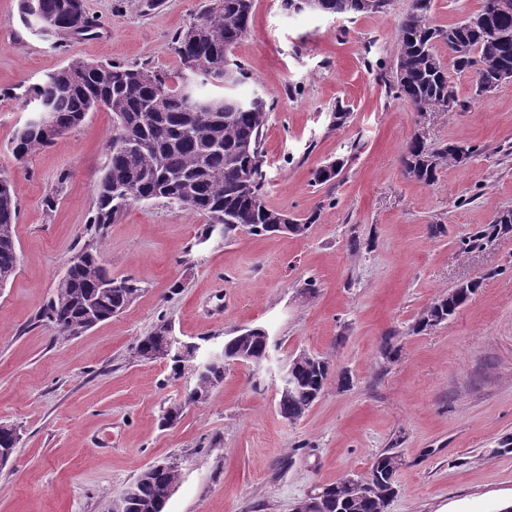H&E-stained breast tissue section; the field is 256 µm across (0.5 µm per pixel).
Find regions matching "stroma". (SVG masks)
Listing matches in <instances>:
<instances>
[{"instance_id":"stroma-1","label":"stroma","mask_w":512,"mask_h":512,"mask_svg":"<svg viewBox=\"0 0 512 512\" xmlns=\"http://www.w3.org/2000/svg\"><path fill=\"white\" fill-rule=\"evenodd\" d=\"M208 3L85 0L96 29L61 35L26 27L20 0H0V174L19 207L18 273L0 290V422L21 430L0 467V512H108L157 461L179 470L165 512H294L322 487L366 473L385 449L403 460L387 512H502L512 502V452L500 445L512 436V234L471 252L459 242L512 209V81L480 96L473 73L449 70L458 107L422 115L396 97L412 0L338 18L253 0L250 32L233 50L249 70L236 93L269 108L265 200L317 213L304 235L208 238L205 217L160 200L90 235L112 135L103 109L15 160L29 85L74 57L177 74L171 38ZM336 112L346 115L337 126ZM419 128L433 146L480 153L442 166L434 184L408 179L401 154ZM337 160L336 176L314 184V171ZM435 224L444 233L432 235ZM89 245L112 277L141 290L118 316L63 335L37 316ZM467 280L480 286L466 305L413 332L435 298ZM163 323L206 349L248 327L274 346L261 365L227 366L208 400L189 405V379L135 355ZM385 336L394 357L380 349ZM302 353L327 361L334 379L291 422L276 388ZM178 403L180 422L162 427Z\"/></svg>"}]
</instances>
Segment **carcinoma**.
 Returning a JSON list of instances; mask_svg holds the SVG:
<instances>
[{"mask_svg": "<svg viewBox=\"0 0 512 512\" xmlns=\"http://www.w3.org/2000/svg\"><path fill=\"white\" fill-rule=\"evenodd\" d=\"M41 13L57 18V33L77 25L87 33L95 22L84 9L83 0H37ZM317 12L330 15L379 13L386 0H317ZM253 0H210L205 11L171 39L181 64L178 80L146 65L112 62L91 63L72 58L59 70L25 91V99L36 109L49 113L60 132L82 123L99 103L112 113V138L107 145V162L94 181L95 211L90 231L98 233L114 223L132 204L155 199L224 225V232L245 231L254 236L269 233L286 212L264 200L263 135L268 112L258 98L240 99L227 89L247 78V69L233 57L234 47L249 33ZM430 0H413L400 26L397 46V96L410 101L420 112L436 105L448 106L454 97L448 71L436 50L448 49L454 67L473 71L489 80L504 70L512 71V7L482 21L484 10L446 28L433 24ZM192 59L195 69L187 66ZM164 99L161 111L150 109L157 97ZM13 152L21 160L31 151L50 145L39 127L24 124L16 133ZM478 148L445 145L436 148L414 132L401 155L404 174L417 182L432 184L444 162L463 163ZM0 273L18 264L15 239L18 203L10 180L0 176ZM127 186L133 194L124 201L113 191ZM512 233V210L501 211L477 234L460 240L468 252ZM110 278L94 248H84L70 261L66 280L40 314V321L68 331H80L85 322L81 300ZM99 300V314L110 317L115 308L139 291L131 278ZM479 282L451 288L430 303L413 331L427 330L431 321L443 323L468 302ZM168 326L161 325L141 338L136 354L159 344ZM231 358L238 348L258 359L265 352L264 335L255 332L243 340L232 337L224 343ZM291 389L277 403L280 414L291 421L300 419L324 393L329 366L317 357L290 360ZM393 453L378 454L366 475L345 477L325 488L321 512H385L395 496V477L400 465ZM175 470L160 471L136 479L137 494L132 512H162L169 486L176 483Z\"/></svg>", "mask_w": 512, "mask_h": 512, "instance_id": "carcinoma-1", "label": "carcinoma"}]
</instances>
